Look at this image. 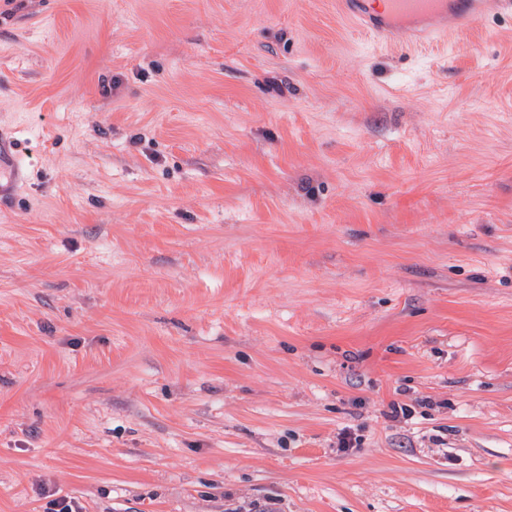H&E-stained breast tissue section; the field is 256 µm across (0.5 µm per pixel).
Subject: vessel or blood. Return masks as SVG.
<instances>
[{
	"mask_svg": "<svg viewBox=\"0 0 512 512\" xmlns=\"http://www.w3.org/2000/svg\"><path fill=\"white\" fill-rule=\"evenodd\" d=\"M342 12L362 21L381 42L417 46L458 36L479 26L487 16H512V0H341Z\"/></svg>",
	"mask_w": 512,
	"mask_h": 512,
	"instance_id": "b4317fda",
	"label": "vessel or blood"
}]
</instances>
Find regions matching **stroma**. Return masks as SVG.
<instances>
[{
	"label": "stroma",
	"instance_id": "35a3bbf8",
	"mask_svg": "<svg viewBox=\"0 0 512 512\" xmlns=\"http://www.w3.org/2000/svg\"><path fill=\"white\" fill-rule=\"evenodd\" d=\"M0 161V512H512V19L0 0ZM357 1V2H355ZM382 8L366 0H344L339 8L364 23L381 42L417 46L458 36L479 26L487 16H512L511 0H383Z\"/></svg>",
	"mask_w": 512,
	"mask_h": 512
}]
</instances>
